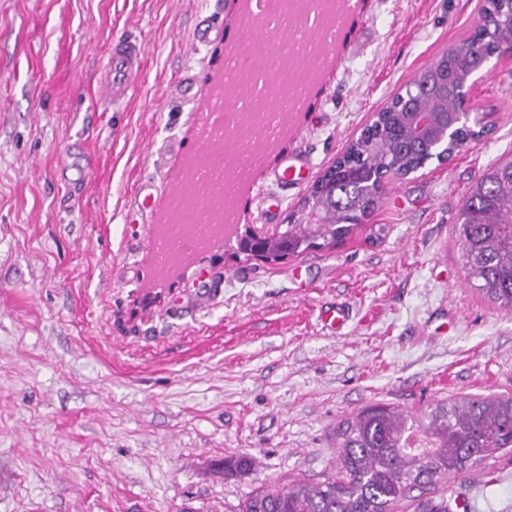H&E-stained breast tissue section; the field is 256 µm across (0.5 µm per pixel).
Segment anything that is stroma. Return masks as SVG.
I'll return each instance as SVG.
<instances>
[{"label": "stroma", "mask_w": 512, "mask_h": 512, "mask_svg": "<svg viewBox=\"0 0 512 512\" xmlns=\"http://www.w3.org/2000/svg\"><path fill=\"white\" fill-rule=\"evenodd\" d=\"M236 2L0 0V512H238L262 482L334 472L336 426L365 406L420 417L512 396V310L468 281L455 233L478 176L512 156L510 59L473 89L488 133L389 179L336 247L266 261L221 242L154 277L146 242L168 219L180 145L202 137ZM482 4L363 0L357 47L298 118L315 174ZM120 33L144 67L115 112L97 76ZM182 75L192 98L171 93ZM77 138L93 166L75 196L57 169ZM339 305L351 317L336 333L321 316ZM237 456L254 470L212 474ZM450 485L475 512H512V452L428 494Z\"/></svg>", "instance_id": "stroma-1"}]
</instances>
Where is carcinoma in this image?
<instances>
[{
	"instance_id": "obj_1",
	"label": "carcinoma",
	"mask_w": 512,
	"mask_h": 512,
	"mask_svg": "<svg viewBox=\"0 0 512 512\" xmlns=\"http://www.w3.org/2000/svg\"><path fill=\"white\" fill-rule=\"evenodd\" d=\"M512 41V0H485L478 26L448 47L374 115L305 197L294 224L266 239L260 250L252 230L238 239L237 250L276 260L306 250L332 247L363 219L383 191L384 178L405 177L427 163L460 151L484 134L482 118L471 119L437 144L442 114L456 109V98L438 92L448 72L458 85L471 80L472 65L493 56ZM430 123L417 131L416 119ZM456 225L466 276L499 307L512 310V159L488 169L462 207ZM419 431L430 451L413 454L403 438ZM336 467L342 477L323 481L294 479L263 484L243 502L240 512H391L412 490L438 476H459L498 453L512 450V397L464 395L440 400L417 423L406 411L373 404L336 428ZM454 494L420 504L419 512H454Z\"/></svg>"
}]
</instances>
